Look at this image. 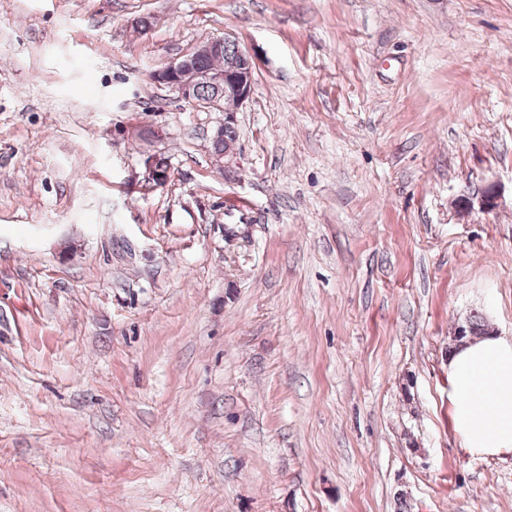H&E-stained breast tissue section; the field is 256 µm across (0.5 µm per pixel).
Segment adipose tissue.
Wrapping results in <instances>:
<instances>
[{
    "instance_id": "ef3b65f1",
    "label": "adipose tissue",
    "mask_w": 512,
    "mask_h": 512,
    "mask_svg": "<svg viewBox=\"0 0 512 512\" xmlns=\"http://www.w3.org/2000/svg\"><path fill=\"white\" fill-rule=\"evenodd\" d=\"M448 403L470 455L512 452V336H485L451 352Z\"/></svg>"
}]
</instances>
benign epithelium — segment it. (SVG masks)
<instances>
[{
  "label": "benign epithelium",
  "mask_w": 512,
  "mask_h": 512,
  "mask_svg": "<svg viewBox=\"0 0 512 512\" xmlns=\"http://www.w3.org/2000/svg\"><path fill=\"white\" fill-rule=\"evenodd\" d=\"M224 54V39L213 38L202 43L195 51L185 55L180 61L162 66L152 73V79L170 88L184 102L192 105H204L217 112L224 113V121L213 132L211 141L224 137V126L236 123V114L249 100L253 86V59L249 51L238 49L237 58L224 65L220 70H197L195 61L202 56ZM208 85L213 94L199 99L196 89ZM237 152L228 148L222 153H212L215 165L227 171L235 164ZM159 156L149 154L143 160L144 182L147 187H162L170 178V170H161ZM482 335L495 333V327L485 323L478 332ZM472 331L468 321L457 322L452 328V337L461 344L467 337L478 334Z\"/></svg>",
  "instance_id": "obj_1"
}]
</instances>
